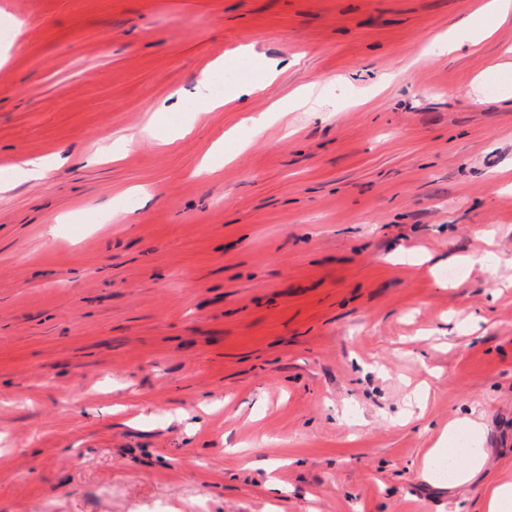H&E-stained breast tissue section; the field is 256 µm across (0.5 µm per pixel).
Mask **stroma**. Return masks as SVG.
<instances>
[{"instance_id": "stroma-1", "label": "stroma", "mask_w": 512, "mask_h": 512, "mask_svg": "<svg viewBox=\"0 0 512 512\" xmlns=\"http://www.w3.org/2000/svg\"><path fill=\"white\" fill-rule=\"evenodd\" d=\"M485 2L0 0V168L63 159L0 194V512H484L512 479V18L439 39ZM245 47L283 64L263 92L141 137ZM471 415L484 466L430 481Z\"/></svg>"}]
</instances>
